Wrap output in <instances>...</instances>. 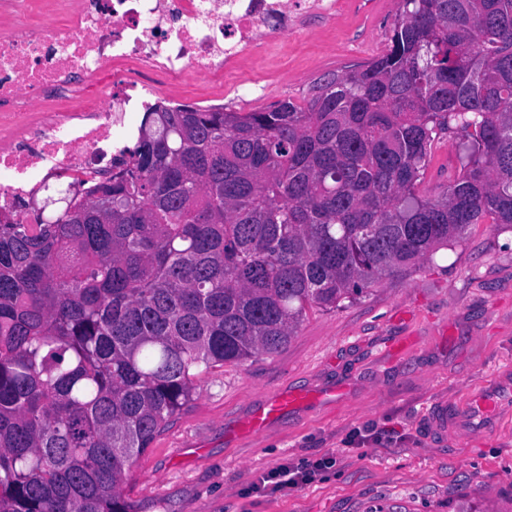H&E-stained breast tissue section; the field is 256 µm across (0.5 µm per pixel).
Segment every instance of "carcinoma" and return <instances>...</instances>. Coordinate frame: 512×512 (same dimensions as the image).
Returning a JSON list of instances; mask_svg holds the SVG:
<instances>
[{"instance_id":"obj_1","label":"carcinoma","mask_w":512,"mask_h":512,"mask_svg":"<svg viewBox=\"0 0 512 512\" xmlns=\"http://www.w3.org/2000/svg\"><path fill=\"white\" fill-rule=\"evenodd\" d=\"M390 41L305 108L157 107L85 200L0 219V512H135L122 486L201 372L512 226V0H398ZM447 132L466 163L422 199Z\"/></svg>"}]
</instances>
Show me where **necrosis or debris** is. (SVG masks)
I'll use <instances>...</instances> for the list:
<instances>
[{"instance_id":"obj_1","label":"necrosis or debris","mask_w":512,"mask_h":512,"mask_svg":"<svg viewBox=\"0 0 512 512\" xmlns=\"http://www.w3.org/2000/svg\"><path fill=\"white\" fill-rule=\"evenodd\" d=\"M334 0H0V215L131 164L156 81L227 80Z\"/></svg>"}]
</instances>
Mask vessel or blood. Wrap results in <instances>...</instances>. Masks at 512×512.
Listing matches in <instances>:
<instances>
[{"label": "vessel or blood", "mask_w": 512, "mask_h": 512, "mask_svg": "<svg viewBox=\"0 0 512 512\" xmlns=\"http://www.w3.org/2000/svg\"><path fill=\"white\" fill-rule=\"evenodd\" d=\"M296 397L272 396L262 410L252 415L247 427L262 431L268 422L295 405ZM512 413V373L496 375L490 387L470 392L460 404L441 403L434 407L429 423L434 431L446 434L450 429L486 432Z\"/></svg>", "instance_id": "b4317fda"}]
</instances>
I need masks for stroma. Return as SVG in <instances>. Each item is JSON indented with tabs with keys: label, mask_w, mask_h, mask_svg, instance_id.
Listing matches in <instances>:
<instances>
[{
	"label": "stroma",
	"mask_w": 512,
	"mask_h": 512,
	"mask_svg": "<svg viewBox=\"0 0 512 512\" xmlns=\"http://www.w3.org/2000/svg\"><path fill=\"white\" fill-rule=\"evenodd\" d=\"M396 0H336L274 51L245 58L227 86L200 77L163 96L256 112L303 103L328 73L386 51ZM444 134L416 186L437 196L461 170ZM512 364V228L477 224L412 276L307 315L272 355L200 374L192 403L137 459L122 492L137 512H512V423L430 434L435 402L460 399ZM307 393L258 434L245 421L270 396ZM335 459L312 482L257 489L285 465Z\"/></svg>",
	"instance_id": "1"
}]
</instances>
